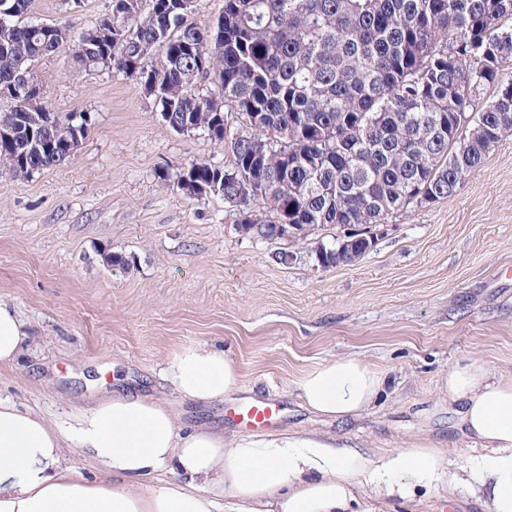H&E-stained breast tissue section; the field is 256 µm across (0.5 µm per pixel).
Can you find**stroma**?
<instances>
[{
  "instance_id": "35a3bbf8",
  "label": "stroma",
  "mask_w": 512,
  "mask_h": 512,
  "mask_svg": "<svg viewBox=\"0 0 512 512\" xmlns=\"http://www.w3.org/2000/svg\"><path fill=\"white\" fill-rule=\"evenodd\" d=\"M110 2L82 0L73 12L63 0H35L34 17L84 27ZM34 70L50 109L89 113L92 125L61 165L24 177L0 170V300L29 329L17 362L0 367V399L65 425L102 393L160 397L182 428L228 435L246 434L238 412L264 399L276 409L270 433H347L368 451L425 436L447 443L454 470L478 456L439 387L450 365L470 358L512 370V132L452 196L410 205L369 253L325 269L314 248L336 225L300 242L250 238L223 197L190 198L161 181L195 161L224 164V150L167 128L133 78L72 72L62 53ZM113 253L130 268L107 264ZM202 343L224 346L238 368L224 401L186 400L159 376ZM339 357L391 382L370 410L335 422L294 388ZM416 496L390 512H488L461 487Z\"/></svg>"
}]
</instances>
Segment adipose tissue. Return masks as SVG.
Masks as SVG:
<instances>
[{
	"instance_id": "obj_1",
	"label": "adipose tissue",
	"mask_w": 512,
	"mask_h": 512,
	"mask_svg": "<svg viewBox=\"0 0 512 512\" xmlns=\"http://www.w3.org/2000/svg\"><path fill=\"white\" fill-rule=\"evenodd\" d=\"M29 340L27 322L0 301V365ZM161 376L184 398L224 399L239 372L222 348L201 344L168 360ZM388 384L386 372L342 357L304 374L297 396L308 409L342 420L367 411ZM458 424L479 448L464 475L426 439L367 453L317 434L242 435L198 426L182 432L160 400L115 396L77 410L68 426L0 399V512H353L356 492L369 506L413 498L419 486L469 487L489 512H512V371L476 359L449 367L444 382ZM77 449L106 475L90 481L67 462ZM136 477L155 478L149 490Z\"/></svg>"
}]
</instances>
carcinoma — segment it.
<instances>
[{"label": "carcinoma", "mask_w": 512, "mask_h": 512, "mask_svg": "<svg viewBox=\"0 0 512 512\" xmlns=\"http://www.w3.org/2000/svg\"><path fill=\"white\" fill-rule=\"evenodd\" d=\"M0 88L22 72L32 96L0 112V166L27 175L71 158L83 113L51 112L32 62L64 49L84 70L155 57L152 96L169 128L212 132L228 163L196 161L159 179L189 197L213 194L235 208L246 235L280 239L296 225L384 224L405 207L452 195L512 129V0H224L215 29L199 28L175 0H112V25L59 40L30 17L34 0H0ZM493 89L492 100L480 104ZM245 120L224 140V113ZM55 150H34L36 129Z\"/></svg>", "instance_id": "cac0c4a2"}]
</instances>
